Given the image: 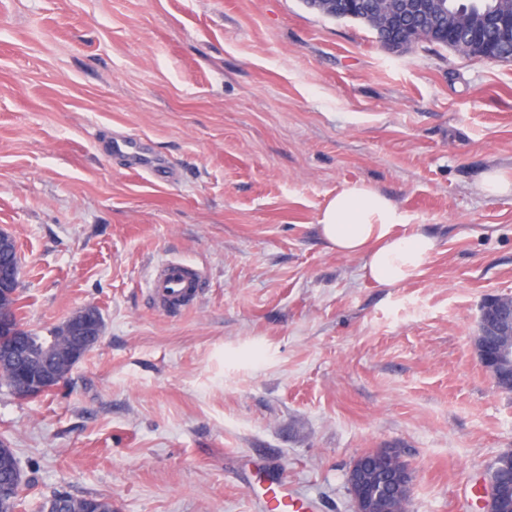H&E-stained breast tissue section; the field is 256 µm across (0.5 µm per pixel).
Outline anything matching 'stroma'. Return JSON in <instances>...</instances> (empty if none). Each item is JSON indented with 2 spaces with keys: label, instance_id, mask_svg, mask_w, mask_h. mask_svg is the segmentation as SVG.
I'll return each mask as SVG.
<instances>
[{
  "label": "stroma",
  "instance_id": "1",
  "mask_svg": "<svg viewBox=\"0 0 512 512\" xmlns=\"http://www.w3.org/2000/svg\"><path fill=\"white\" fill-rule=\"evenodd\" d=\"M135 135L169 172L112 153ZM512 62L385 49L304 0H0V230L21 256L27 328L96 307L100 343L65 384L0 386L18 512L62 491L112 512H264L276 474L320 512H354L347 474L397 449L408 512L464 498L512 449V393L473 346L512 295ZM360 182L435 253L379 285L327 248L325 201ZM177 258L196 303L152 306ZM480 187L486 194L492 196L512 195V179L510 181L499 170L487 172L480 183ZM146 292L155 308L167 312L183 311L200 296L202 276L190 264L168 260L155 268Z\"/></svg>",
  "mask_w": 512,
  "mask_h": 512
}]
</instances>
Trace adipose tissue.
I'll return each instance as SVG.
<instances>
[{
  "mask_svg": "<svg viewBox=\"0 0 512 512\" xmlns=\"http://www.w3.org/2000/svg\"><path fill=\"white\" fill-rule=\"evenodd\" d=\"M404 216L386 195L362 183L344 186L328 199L318 216L329 249L364 260L367 277L392 285L413 277L436 249L432 236L398 233Z\"/></svg>",
  "mask_w": 512,
  "mask_h": 512,
  "instance_id": "adipose-tissue-1",
  "label": "adipose tissue"
}]
</instances>
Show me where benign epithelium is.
I'll use <instances>...</instances> for the list:
<instances>
[{
    "instance_id": "1",
    "label": "benign epithelium",
    "mask_w": 512,
    "mask_h": 512,
    "mask_svg": "<svg viewBox=\"0 0 512 512\" xmlns=\"http://www.w3.org/2000/svg\"><path fill=\"white\" fill-rule=\"evenodd\" d=\"M480 27H494L500 37L507 40L512 36V17L504 16L495 10L479 13ZM400 20L394 15L375 19V31L380 42L387 44L390 50L396 46L387 41L389 31L399 26ZM469 26V19L457 15L448 17V4L443 0L433 2L429 14V26L426 34L431 39L445 36L455 39L461 27ZM468 47L480 52V56L497 62L499 55L489 52L483 42L479 27L471 29ZM13 282V266L0 256V296L9 294ZM0 331L15 336V344L9 349L0 348L1 356L18 353L26 343V337L15 335L8 317L0 311ZM102 335V323L99 313L92 307L82 308L72 314L59 328L58 336L50 338L42 351L46 359L63 355L65 366L76 365L88 352L98 345ZM474 349L483 370L492 380L499 392H512V296L491 295L481 305L474 336ZM58 379V373L45 369L39 375L26 374L18 383V392L27 396H37L51 387ZM512 462V451L502 453L486 469L484 484L486 493L483 507L492 512L494 500L506 501L512 497V491L500 485L497 472ZM413 481L411 470L401 465L400 455L394 448H379L368 456L358 459L348 471L347 482L352 491L355 512H393L394 504L407 494Z\"/></svg>"
}]
</instances>
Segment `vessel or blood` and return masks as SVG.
Segmentation results:
<instances>
[{"label":"vessel or blood","mask_w":512,"mask_h":512,"mask_svg":"<svg viewBox=\"0 0 512 512\" xmlns=\"http://www.w3.org/2000/svg\"><path fill=\"white\" fill-rule=\"evenodd\" d=\"M133 144L128 140H118L113 148L118 152L132 151L134 168L152 174L162 169L161 159L145 157L134 153ZM202 291V276L190 264L169 260L159 264L149 279L146 292L153 306L167 312L182 311L188 308ZM266 496L274 512H308L310 504L296 495L287 480L274 478L268 483Z\"/></svg>","instance_id":"obj_1"}]
</instances>
